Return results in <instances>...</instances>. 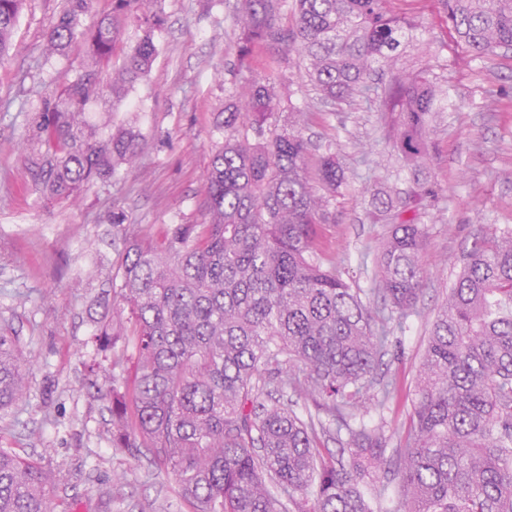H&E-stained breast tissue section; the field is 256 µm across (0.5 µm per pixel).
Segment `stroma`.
Listing matches in <instances>:
<instances>
[{
  "mask_svg": "<svg viewBox=\"0 0 512 512\" xmlns=\"http://www.w3.org/2000/svg\"><path fill=\"white\" fill-rule=\"evenodd\" d=\"M236 0H158L163 25L148 74L122 100L89 104V122L111 120L142 134V155L81 196L56 203L36 193L25 167L22 139L43 97L93 69L83 49L46 51V31L61 0H26L0 65V328L16 336L27 359L29 391L0 411V448L37 460L55 503L67 512H193L174 481L157 473L147 451L112 445V369L91 374V339L115 324L112 298L126 227L158 241L173 224L208 221L200 189L216 144L217 124L230 92L269 78L291 90L303 107L305 137L332 145L346 171L334 223L320 245L354 288L378 284L376 249L389 227L370 215L368 189L417 191L436 196L417 218L427 231L423 263L429 276L418 313L393 333L380 371L399 391L384 413L366 398V420L383 422L399 437L408 426L411 394L435 310L457 278L461 256L475 237L512 228V51L477 58L459 43L438 0H390L396 15L416 25L414 46L399 59L407 71L429 70L448 92L435 113L429 151L412 180L380 114L355 100L322 107L303 90L287 53L254 48L238 61L233 47L241 28ZM122 224H114L113 213Z\"/></svg>",
  "mask_w": 512,
  "mask_h": 512,
  "instance_id": "1",
  "label": "stroma"
}]
</instances>
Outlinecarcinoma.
<instances>
[{"mask_svg":"<svg viewBox=\"0 0 512 512\" xmlns=\"http://www.w3.org/2000/svg\"><path fill=\"white\" fill-rule=\"evenodd\" d=\"M64 0L47 32L54 53L81 43L107 64L119 35L141 37L123 53L112 95L131 91L157 54L156 11L140 0ZM459 41L478 57L512 48V0H440ZM23 0H0V62ZM238 0L244 60L257 45L295 53L322 104L379 102L413 179L427 155L430 115L445 92L426 71L397 67L412 24L385 0ZM107 82L88 71L42 100L26 136L32 186L57 201L111 178L139 155L141 134L92 124L85 107ZM288 113V126L278 124ZM302 109L269 81L235 88L224 104V142L204 189L207 224H174L159 243L125 241L114 298L127 312L133 372L112 384V443L150 448L194 512H390L392 471L404 512H512V230L477 238L437 309L418 370L409 424L386 455L382 427L353 426L377 374L390 323L417 313L427 270L424 227L406 200L371 193L377 219L392 220L377 266L389 307L363 301L318 247V226L346 175L331 146L302 135ZM26 359L0 332V409L27 397ZM275 387L279 396L267 391ZM310 396L301 413L288 392ZM335 435L339 455L321 447ZM40 464L0 448V512H55Z\"/></svg>","mask_w":512,"mask_h":512,"instance_id":"1","label":"carcinoma"}]
</instances>
